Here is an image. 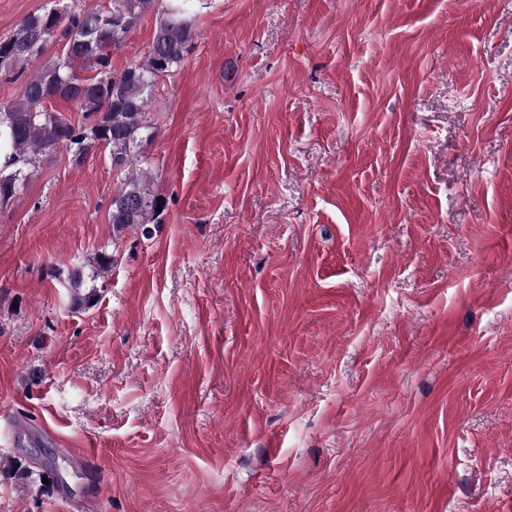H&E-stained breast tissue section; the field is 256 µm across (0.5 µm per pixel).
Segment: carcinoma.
Returning <instances> with one entry per match:
<instances>
[{
    "instance_id": "cac0c4a2",
    "label": "carcinoma",
    "mask_w": 512,
    "mask_h": 512,
    "mask_svg": "<svg viewBox=\"0 0 512 512\" xmlns=\"http://www.w3.org/2000/svg\"><path fill=\"white\" fill-rule=\"evenodd\" d=\"M190 2L112 0L108 10L78 14L51 9L26 16L11 36L0 39L1 71L43 53L48 44L42 34L45 23L66 41L64 56L42 64L28 78L22 97L0 106V207L20 198L46 154L62 148L80 160L104 145L113 160L130 169L112 197L113 228L140 227L155 220L160 197L151 193L147 173L133 164L139 142L150 129L145 109L152 87L179 67L192 48ZM153 10L156 26L144 59L113 71L112 50L122 46ZM82 68L95 75L79 76ZM79 83L86 85L83 98L62 93L60 100L83 112L91 121L88 126H76L46 107L61 87Z\"/></svg>"
}]
</instances>
